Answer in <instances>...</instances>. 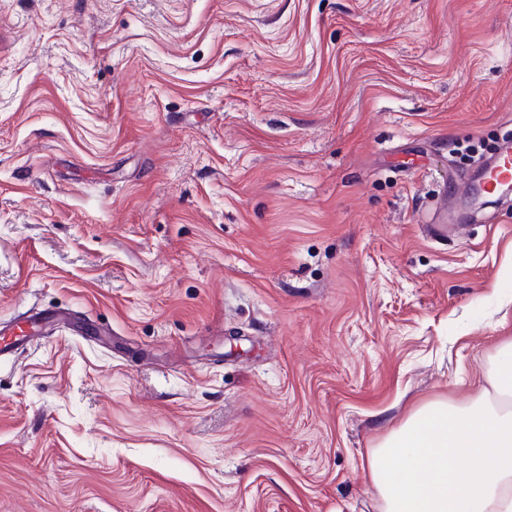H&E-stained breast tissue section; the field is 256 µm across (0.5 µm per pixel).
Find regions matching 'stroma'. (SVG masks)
<instances>
[{
  "label": "stroma",
  "instance_id": "35a3bbf8",
  "mask_svg": "<svg viewBox=\"0 0 512 512\" xmlns=\"http://www.w3.org/2000/svg\"><path fill=\"white\" fill-rule=\"evenodd\" d=\"M512 0H0V512H375L512 339ZM510 180L512 182V142L506 141L500 145L494 161L486 174L485 185L491 188L493 182ZM38 314L30 315L25 319L23 325L10 330V326H6L8 331L0 328V352L11 350L19 344H30L39 339L38 329L42 326V322L37 317Z\"/></svg>",
  "mask_w": 512,
  "mask_h": 512
}]
</instances>
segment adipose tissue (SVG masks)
Segmentation results:
<instances>
[{"instance_id": "adipose-tissue-1", "label": "adipose tissue", "mask_w": 512, "mask_h": 512, "mask_svg": "<svg viewBox=\"0 0 512 512\" xmlns=\"http://www.w3.org/2000/svg\"><path fill=\"white\" fill-rule=\"evenodd\" d=\"M378 512H512V339L467 402H423L363 464Z\"/></svg>"}]
</instances>
